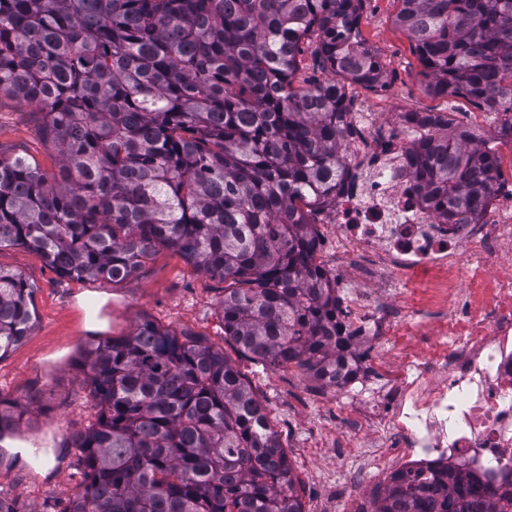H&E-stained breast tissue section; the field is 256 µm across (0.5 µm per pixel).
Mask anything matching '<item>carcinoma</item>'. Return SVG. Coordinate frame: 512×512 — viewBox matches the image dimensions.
I'll list each match as a JSON object with an SVG mask.
<instances>
[{
	"label": "carcinoma",
	"mask_w": 512,
	"mask_h": 512,
	"mask_svg": "<svg viewBox=\"0 0 512 512\" xmlns=\"http://www.w3.org/2000/svg\"><path fill=\"white\" fill-rule=\"evenodd\" d=\"M363 0H0V95L42 110L50 175L0 157V247L61 276L120 284L159 247L224 282V339L252 360L345 381L336 280L316 262L313 215L346 174L345 84L293 87L302 44L317 66L377 87ZM434 96L512 118V0H401ZM408 145L422 205L477 224L497 152L440 113ZM35 288L0 268V359L30 335ZM97 420L69 436L84 464L63 512H303L266 407L224 351L142 319L85 345ZM0 512H38L0 488ZM373 512H512L444 468L394 474Z\"/></svg>",
	"instance_id": "cac0c4a2"
}]
</instances>
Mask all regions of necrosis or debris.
Masks as SVG:
<instances>
[{
    "label": "necrosis or debris",
    "mask_w": 512,
    "mask_h": 512,
    "mask_svg": "<svg viewBox=\"0 0 512 512\" xmlns=\"http://www.w3.org/2000/svg\"><path fill=\"white\" fill-rule=\"evenodd\" d=\"M409 134L397 123L358 189L337 190L327 207L347 263L377 257L346 301L362 368L338 395L379 430L364 458L380 473L447 467L512 493V193L494 192L482 223H437L409 173ZM431 269L451 282L441 306L422 313L440 329L423 348L399 347L391 368L388 343L406 309L392 290ZM377 367L386 373L373 386L363 371Z\"/></svg>",
    "instance_id": "4bbe7bcc"
}]
</instances>
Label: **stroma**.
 Returning <instances> with one entry per match:
<instances>
[{
    "mask_svg": "<svg viewBox=\"0 0 512 512\" xmlns=\"http://www.w3.org/2000/svg\"><path fill=\"white\" fill-rule=\"evenodd\" d=\"M400 0H364L360 30L383 64V87L347 86L352 109L378 112L376 126L359 127L361 164L374 157L376 137L404 112H445L455 123L491 139L497 134L479 105L463 97L430 95L420 76L421 64L407 34L394 18ZM42 115L33 107L0 97V155H28L48 173L57 171L55 149L42 143ZM0 268L22 273L35 287L37 322L30 336L0 359V397L25 415L20 440L11 442L18 458L0 464V485L35 504L39 512H64L82 480L84 466L66 447L70 432L94 422L99 409L78 367L81 345L99 332L128 335L140 318L176 330H188L214 346L249 381L266 405L293 465L304 512H341L348 490L372 498L380 476L359 455L376 433L363 427L351 434L352 421L336 390L310 380L296 367L254 362L224 338L218 319L219 280L187 265L161 247L138 277L120 285L107 280L76 282L61 277L36 252L0 248Z\"/></svg>",
    "mask_w": 512,
    "mask_h": 512,
    "instance_id": "1",
    "label": "stroma"
}]
</instances>
